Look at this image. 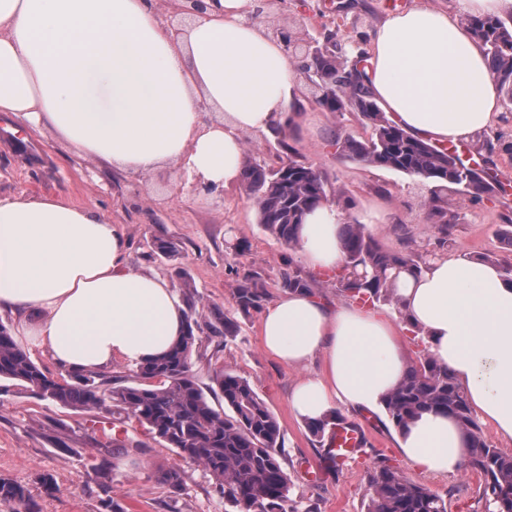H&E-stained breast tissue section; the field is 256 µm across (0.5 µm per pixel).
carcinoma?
I'll use <instances>...</instances> for the list:
<instances>
[{
	"mask_svg": "<svg viewBox=\"0 0 512 512\" xmlns=\"http://www.w3.org/2000/svg\"><path fill=\"white\" fill-rule=\"evenodd\" d=\"M466 24L483 42L504 102L512 105V15L507 19L469 17ZM326 39L323 49L306 55V70L319 79L316 103L327 112H339V102L346 97L361 123L371 129V136L364 140L336 133L337 151L365 166L436 184L427 203L433 239L421 251L385 250L363 225H344L345 262L336 270L331 286L353 301L396 306L400 273L421 272L448 248L453 224L442 191L452 185L471 199L482 200L495 195L500 187L490 182L484 171L465 166L454 151L420 139L390 120L373 99L365 70L348 65L335 33L328 32ZM273 135L287 157L279 158L276 165L247 157L242 185L255 200L257 223L293 249L305 214L334 199L332 183L327 172L296 158V149L285 142L281 129H273ZM153 251L170 261L179 255L177 243L164 234L155 238ZM174 273L181 281L185 304L183 334L167 353L140 364L131 380H103L93 372L54 375L37 364L2 324L0 380H11L20 391L65 408L115 416L121 427L113 434H103L98 441L102 456L89 465L105 490L111 482L108 456L112 449L127 453L147 449L133 427L136 423L146 435L198 462L216 481L234 512H298L288 505L291 477L285 468L283 430L275 414L251 383L232 371L217 372L209 387L199 384L193 371L201 329L199 299L187 272L176 266ZM231 273L236 278V310L243 315L261 310L269 298L262 275L244 266L231 269ZM276 279L279 288L288 292L314 294L322 287L316 278L293 268L287 257L282 259ZM210 314L211 335H236L234 318L220 310ZM384 409L399 429L424 412H442L455 419L471 450L470 468L482 476L474 512H512V455L486 442L464 392L447 367L429 355L409 364L387 396ZM340 421L336 412L307 424V428L321 441L328 426ZM157 479L175 490L183 484L181 470L175 465L159 468ZM0 509L34 512L28 489L0 478ZM364 512H448V500L384 461L370 479Z\"/></svg>",
	"mask_w": 512,
	"mask_h": 512,
	"instance_id": "carcinoma-1",
	"label": "carcinoma"
}]
</instances>
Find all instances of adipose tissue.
<instances>
[{
  "label": "adipose tissue",
  "mask_w": 512,
  "mask_h": 512,
  "mask_svg": "<svg viewBox=\"0 0 512 512\" xmlns=\"http://www.w3.org/2000/svg\"><path fill=\"white\" fill-rule=\"evenodd\" d=\"M512 0H457L456 14L414 7L377 25L367 69L378 104L402 128L434 142L466 140L497 119L500 88L481 41L459 14L499 12ZM203 11L163 22L152 0H0V112L49 132L79 157L126 174L176 165L187 189L240 183L241 135L290 124L298 107L283 42L250 21L254 0H204ZM349 214L325 202L309 212L298 253L316 272L344 262ZM118 226L50 196H0V309L74 371L164 354L181 336L172 285L131 270ZM400 310L464 389L473 413L512 441V284L477 257L437 258L401 274ZM264 349L295 367L323 356L322 374L297 383L292 414L321 419L377 410L407 360L389 316L289 293L260 315ZM398 447L418 471L468 469L465 437L426 412Z\"/></svg>",
  "instance_id": "1"
}]
</instances>
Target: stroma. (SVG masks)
<instances>
[{
	"instance_id": "1",
	"label": "stroma",
	"mask_w": 512,
	"mask_h": 512,
	"mask_svg": "<svg viewBox=\"0 0 512 512\" xmlns=\"http://www.w3.org/2000/svg\"><path fill=\"white\" fill-rule=\"evenodd\" d=\"M260 16L268 31H289V54L301 64L310 38L333 31L349 52L368 48L372 33L387 14L415 6L455 12L456 0H264ZM300 118L293 145L302 161L326 170L340 199L352 210H369V232L389 251H401L408 240L431 234L425 222V204L432 184L387 169L366 167L341 157L334 144L335 131L356 138L370 134L357 115L326 112L319 108V91L299 78ZM10 132L0 136V194L51 196L61 201L94 207L118 224L128 240L127 261L132 269L173 279L174 266L183 267L198 292L202 307L233 311L235 278L230 266L241 264L263 271L272 288L282 255L300 264L297 252L287 251L280 240L256 222L253 199L242 185L218 194L186 193L176 185L172 170L138 180L114 175L106 162L78 158L46 132L23 128L20 120L0 115ZM512 139V108L502 107L492 127L474 135L466 144L489 179L499 182L503 193L474 202L460 193L448 195V217L453 222L447 256L473 254L500 260L512 254L504 236L512 224V155L486 154L483 145L496 138ZM36 157L27 163L20 145ZM165 234L180 247L176 263L153 255L152 237ZM238 334L232 341L201 333L194 371L207 386L216 370L226 369L247 379L277 416L284 431L286 468L293 487L294 507L313 506L316 512H363L369 481L379 457L431 491L446 497L451 512H471L480 485L477 473L429 476L408 465L400 453L395 428L385 414L344 411L346 421L363 426L366 446L343 468L328 465L325 447L319 446L303 422L291 413L288 397L302 378L320 373L322 358L307 366L290 368L263 347L259 316L238 315ZM112 417L73 411L19 393L12 381H0V478L24 485L36 504L35 512H106L105 498H112L124 512H232L214 479L197 462L158 441L150 451L131 456L114 451L112 483L102 491L88 468L97 455L102 429ZM178 466L183 486L175 490L160 484L159 467ZM53 474L57 487L45 492L39 477Z\"/></svg>"
}]
</instances>
